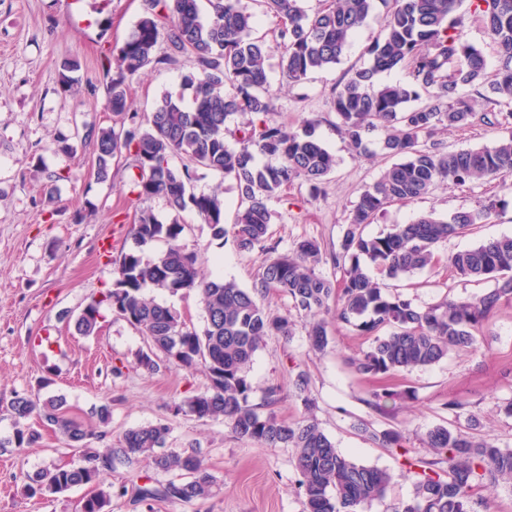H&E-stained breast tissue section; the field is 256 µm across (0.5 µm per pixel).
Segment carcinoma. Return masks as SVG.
Instances as JSON below:
<instances>
[{
	"label": "carcinoma",
	"mask_w": 512,
	"mask_h": 512,
	"mask_svg": "<svg viewBox=\"0 0 512 512\" xmlns=\"http://www.w3.org/2000/svg\"><path fill=\"white\" fill-rule=\"evenodd\" d=\"M393 2L383 35L368 49L370 62L346 71L334 90L332 108L336 127L357 153L365 151V136L383 131L382 149L394 162L361 192L349 213L340 250L327 256L311 240L294 244L287 253L267 244L272 213L268 202L298 178L313 195L334 172L336 158L315 136L317 122L305 121L302 130L267 120L277 111L279 90L267 76L269 46L255 31V15L241 0H208L203 14L198 0H145V15L119 48L116 59L104 57L113 124L91 127L80 142L92 150L97 180L109 178L112 162L126 154L138 170V196L162 199L174 212L194 210L216 239L232 236L238 248H256L267 254L249 288L233 280H208L201 274L197 252L181 244L185 226L160 222L149 208L131 225L138 246L156 240L167 249L147 259L137 250L115 261L113 288L93 299L74 319L77 334L89 336L98 328L101 306L118 308L116 314L140 330L145 349L138 363L154 368L163 355L185 370L204 367V391L175 405V413L199 418H224L232 430L268 448H292L305 512H364L383 498L393 476L377 467L357 463L341 454L313 421L288 423L272 413L263 414L249 403L250 366L268 337L289 336L288 318L272 316L261 303L271 292L292 302L309 319L313 348L328 344L327 322L321 314L336 307V323L371 338L369 349L352 365L372 376L431 366L453 351L471 349L484 322L501 302H512V236L489 238L448 258V267L460 277L492 280L495 287L471 300L443 301L418 307L400 292L375 281L362 262L375 266L381 276L399 280L439 264L437 244L488 223L505 201L489 197L478 210H459L443 219L432 213L409 224H395L377 235L364 233L388 208L424 195L439 184L465 186L512 175V134L491 146L446 151L440 143H425L439 129L461 128L480 119L464 89L485 90L494 105H512V0H472L473 16L497 47L498 66L487 72L482 49L465 35L468 17L458 13L461 0H330L309 15L301 0H257L280 18L276 34L283 78L292 86L308 76L339 64L353 33L376 8ZM166 25L169 52L154 55L159 22ZM184 59L182 92L166 93L144 116L128 112L130 80L151 64ZM397 68L408 70L405 83L382 84L377 76ZM425 99L416 106L414 102ZM237 116L235 129L227 126ZM233 137L235 145L227 142ZM185 160L175 169L170 159ZM224 174L236 184L240 199L234 224H224L223 192H195L197 170ZM343 271L341 280L319 273L326 262ZM172 294L194 291L205 312L202 331L188 327L174 309L145 295V289ZM290 378L305 406L310 378L295 365ZM7 407L15 431L1 447L27 448L39 435L24 421L39 415L56 427L71 448H82L88 426L66 414V400L34 399L14 394ZM362 432L378 445L396 453L414 483L413 498L397 512H474L479 492L488 486L512 484V449L491 439L438 426L428 431L427 447L434 457H419L401 447L393 430ZM171 427L148 424L126 431L117 448L84 455V463L50 465L26 475L23 493L29 498L59 495L96 484L99 490L85 499L80 512H106L112 492L103 488L116 465L141 458L155 470L175 478L159 486L144 485L141 499L190 503L213 492L214 482L193 453L168 447Z\"/></svg>",
	"instance_id": "cac0c4a2"
}]
</instances>
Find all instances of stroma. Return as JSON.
I'll use <instances>...</instances> for the list:
<instances>
[{
  "mask_svg": "<svg viewBox=\"0 0 512 512\" xmlns=\"http://www.w3.org/2000/svg\"><path fill=\"white\" fill-rule=\"evenodd\" d=\"M144 9V0H0V397L61 395L70 416L89 425L95 422V408L110 403L106 435L90 436L91 448L118 446L131 428L168 424L169 447L196 454L218 486L213 495L190 503L143 502L138 486L166 483L167 475L143 461L119 465L105 479L112 487V512H304L292 449L263 447L219 419L173 413L174 403L207 386L202 371L175 368L161 355L154 370L140 366L142 336L107 307L101 310L97 334L80 336L73 330V316L111 290L112 259L134 249L128 229L142 207H151L161 222L184 224L181 242L200 255L207 278L251 287L265 258L258 249L240 251L233 238H213L193 210L176 214L162 200L139 198L131 186V157L114 162L109 180L98 181L89 149L77 144L83 128L113 123L101 60L118 50ZM385 14V7H377L341 63L311 74L303 86L284 85L279 56H270L268 80L280 89L274 121L298 130L304 120H317L316 133L337 160L319 194H311L298 179L270 201L269 240L279 251L304 239L328 253L338 250L350 209L390 163L378 130L366 137L367 154L352 151L335 127L331 107L344 73L368 63L367 49L380 36ZM66 62L77 65L69 93L60 84ZM182 71L179 64L143 70L129 87L132 111H151L165 93L179 92ZM511 130L505 124L476 125L438 133L436 140L443 149L456 151L492 144ZM62 139L75 144L76 153L58 151ZM54 173L63 179L52 197L47 184ZM493 195L505 198L506 207L489 223L439 243L437 252L446 257L512 234V176L474 186H437L420 199L390 207L367 231L376 235L430 212L445 218L474 210ZM492 287V282L463 279L445 268L420 271L398 283L399 292L420 307L447 297L469 299ZM263 304L274 314L289 315L292 334L269 337L257 352L249 372L251 404L290 423L313 417L343 455L389 470L393 482L369 512H394L412 499L414 485L401 475L396 458L364 434V427L396 430L405 447L425 457L430 429L464 432L473 417L479 436L512 448V417L502 410L512 400V302L489 315L476 348L450 353L431 366L377 377L357 374L349 365L368 349L367 337L332 324L327 347L316 350L308 340L306 319L294 314L287 298L272 294ZM296 363L310 376L303 399L294 395L288 378ZM274 386L279 395L270 406L266 395ZM307 398L312 407L304 406ZM452 400L461 403L460 413L449 411ZM27 424L41 433L36 445L0 449V512H78L95 486L45 499L23 495L27 473L83 458L82 450L68 447L38 417Z\"/></svg>",
  "mask_w": 512,
  "mask_h": 512,
  "instance_id": "1",
  "label": "stroma"
}]
</instances>
